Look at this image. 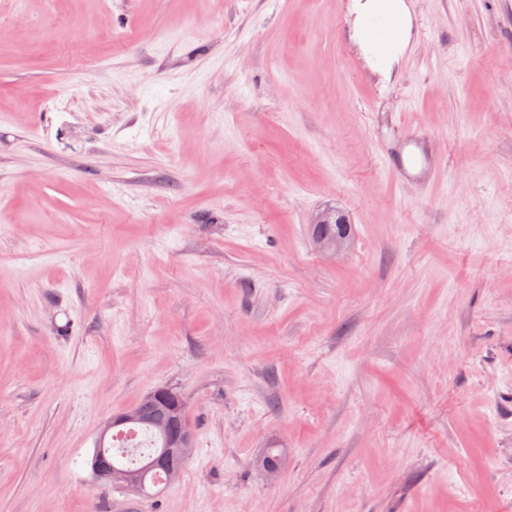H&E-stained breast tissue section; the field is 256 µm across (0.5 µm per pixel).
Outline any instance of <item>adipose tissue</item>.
Returning a JSON list of instances; mask_svg holds the SVG:
<instances>
[{
    "label": "adipose tissue",
    "instance_id": "1",
    "mask_svg": "<svg viewBox=\"0 0 512 512\" xmlns=\"http://www.w3.org/2000/svg\"><path fill=\"white\" fill-rule=\"evenodd\" d=\"M350 13L349 39L373 73L391 79L413 31L406 0H351Z\"/></svg>",
    "mask_w": 512,
    "mask_h": 512
}]
</instances>
